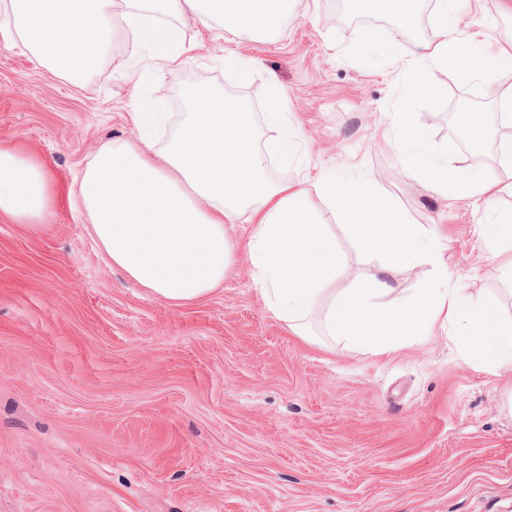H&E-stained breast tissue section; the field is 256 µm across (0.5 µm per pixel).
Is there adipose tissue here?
I'll list each match as a JSON object with an SVG mask.
<instances>
[{
	"label": "adipose tissue",
	"instance_id": "obj_1",
	"mask_svg": "<svg viewBox=\"0 0 512 512\" xmlns=\"http://www.w3.org/2000/svg\"><path fill=\"white\" fill-rule=\"evenodd\" d=\"M456 4L436 0L441 36L420 52L402 59L373 38L367 51L415 76L429 64L483 59V44L465 39L450 22ZM293 6L294 0H0V10L12 20L0 37L20 41L47 71L73 80L99 65L104 42L145 44L155 68L162 69L178 65L190 51L178 19L216 22L235 34L273 33ZM154 9L168 15V22L133 26L134 18ZM89 30L100 34L99 43L84 40ZM131 119L135 139L100 146L76 186L87 230L112 265L169 304L203 299L223 286L241 252L227 220L248 211L254 224L242 252L264 303L294 335H305V312L320 300L323 284L344 273L345 257L335 235L311 213L309 189L276 183L266 174L244 103L197 93L192 111L162 145L156 134L166 113L142 102ZM405 164L411 176L428 178L445 197L471 200L493 189L482 171L450 172L419 139ZM54 205L46 164L17 141L0 139V217L47 224Z\"/></svg>",
	"mask_w": 512,
	"mask_h": 512
}]
</instances>
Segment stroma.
<instances>
[{
	"label": "stroma",
	"instance_id": "35a3bbf8",
	"mask_svg": "<svg viewBox=\"0 0 512 512\" xmlns=\"http://www.w3.org/2000/svg\"><path fill=\"white\" fill-rule=\"evenodd\" d=\"M504 0H460L457 29L486 42L487 76L428 66L416 95L400 69L362 50L368 35L408 56L434 43V0H420L409 32L390 18L362 21L347 0H297L283 34L235 35L181 20L198 49L174 69L153 68L147 47L116 41L93 72L50 75L21 43L0 38V138L22 142L56 183L53 223L0 218V512H512V367L465 358L450 325L388 355L333 342L326 306L294 336L264 304L237 257L224 286L171 305L109 265L89 236L75 179L106 141L132 139L130 114L151 102L169 113L160 140L205 82L252 112L269 176L315 187L363 175L446 245L449 291L492 299L512 317L505 270L512 244L485 245L481 226L512 216V142L488 88L512 87V14ZM244 66L225 68L228 54ZM285 94L269 126L270 82ZM468 99L485 130L484 154L448 135L450 109ZM297 135L290 160L274 144ZM423 132L454 172L483 171L488 202L443 198L410 176L405 145ZM330 225L347 274H376L336 211Z\"/></svg>",
	"mask_w": 512,
	"mask_h": 512
}]
</instances>
